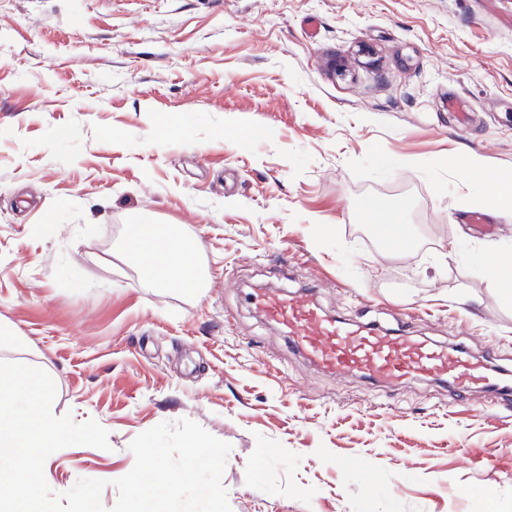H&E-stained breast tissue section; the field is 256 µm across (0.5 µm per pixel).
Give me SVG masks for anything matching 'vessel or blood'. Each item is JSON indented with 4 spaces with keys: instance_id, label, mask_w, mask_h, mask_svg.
Segmentation results:
<instances>
[{
    "instance_id": "obj_1",
    "label": "vessel or blood",
    "mask_w": 512,
    "mask_h": 512,
    "mask_svg": "<svg viewBox=\"0 0 512 512\" xmlns=\"http://www.w3.org/2000/svg\"><path fill=\"white\" fill-rule=\"evenodd\" d=\"M258 303L282 327L295 349L330 373H360L384 384L443 378L461 397L494 381L480 360L414 336H395L380 328L331 318L304 292H272L261 296Z\"/></svg>"
}]
</instances>
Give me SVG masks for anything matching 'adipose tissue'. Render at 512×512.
Listing matches in <instances>:
<instances>
[{
  "mask_svg": "<svg viewBox=\"0 0 512 512\" xmlns=\"http://www.w3.org/2000/svg\"><path fill=\"white\" fill-rule=\"evenodd\" d=\"M465 170L475 184L490 185V209L497 215L511 217L512 176H502L491 170L485 158L475 152L466 155ZM126 250L152 287L174 288L193 294L203 284V270L195 246L168 226L132 225Z\"/></svg>",
  "mask_w": 512,
  "mask_h": 512,
  "instance_id": "1",
  "label": "adipose tissue"
}]
</instances>
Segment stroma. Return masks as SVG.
Returning a JSON list of instances; mask_svg holds the SVG:
<instances>
[{"label":"stroma","instance_id":"1","mask_svg":"<svg viewBox=\"0 0 512 512\" xmlns=\"http://www.w3.org/2000/svg\"><path fill=\"white\" fill-rule=\"evenodd\" d=\"M469 151L512 173V0H0V361L109 432L51 491L109 510L131 441L187 418L231 446L232 512H512V390L336 377L250 302L310 289L512 373V218ZM397 201L402 251L362 220ZM139 222L195 243L199 295L144 283ZM465 170L475 184L483 187L491 185V194L488 199L490 209L499 216H512V176H500L491 170L485 158L470 152L465 157ZM496 263L497 275H494L496 285L503 299L512 302V256L511 254H501Z\"/></svg>","mask_w":512,"mask_h":512}]
</instances>
